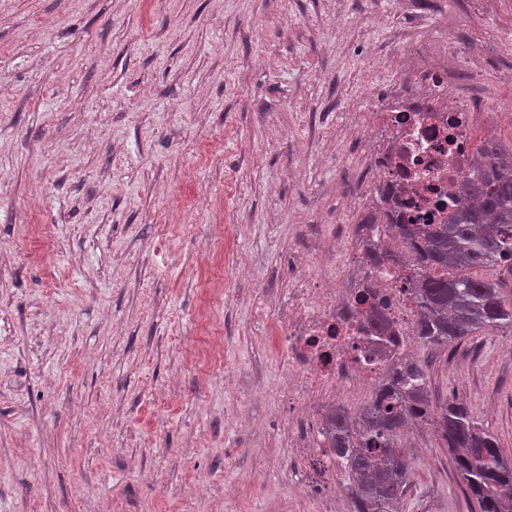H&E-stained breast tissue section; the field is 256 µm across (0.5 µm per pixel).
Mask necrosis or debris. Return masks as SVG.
I'll return each mask as SVG.
<instances>
[{"label":"necrosis or debris","mask_w":512,"mask_h":512,"mask_svg":"<svg viewBox=\"0 0 512 512\" xmlns=\"http://www.w3.org/2000/svg\"><path fill=\"white\" fill-rule=\"evenodd\" d=\"M411 84L408 90H390L361 128L368 147L361 179L364 192L356 204L370 220L358 228V248H347V227L335 224L334 255L326 266L288 260L299 275L289 290L282 390L302 437L294 463L315 487L325 473L335 471L336 456L313 406L357 388H377L382 375L380 362L364 355L350 324L349 295L335 284L349 277L368 250H401L394 225L420 214L447 219V211L434 209L437 194L447 189L449 180L474 175L477 137L494 117L468 99L453 98L447 68H418ZM405 273V265L392 261L373 271V298L397 325L393 341L402 348L414 339L415 318L414 305L404 292Z\"/></svg>","instance_id":"necrosis-or-debris-1"}]
</instances>
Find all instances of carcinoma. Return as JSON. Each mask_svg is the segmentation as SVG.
Returning <instances> with one entry per match:
<instances>
[{
  "label": "carcinoma",
  "instance_id": "1",
  "mask_svg": "<svg viewBox=\"0 0 512 512\" xmlns=\"http://www.w3.org/2000/svg\"><path fill=\"white\" fill-rule=\"evenodd\" d=\"M477 174L460 182L462 202L445 224L396 225L411 254L409 290L417 302L414 320L419 344L448 348L480 332L512 327V297L493 276L477 270L512 272V152L484 139L475 153ZM367 283L355 287L352 315L369 321V350L386 356L391 336L384 313L365 298ZM433 420L455 469L480 512H512V458L470 410L453 400H430L426 371L392 354L382 382L358 411L343 407L323 421L330 445L347 474L350 512H402L410 481L398 448L411 421Z\"/></svg>",
  "mask_w": 512,
  "mask_h": 512
}]
</instances>
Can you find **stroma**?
<instances>
[{"label":"stroma","instance_id":"obj_1","mask_svg":"<svg viewBox=\"0 0 512 512\" xmlns=\"http://www.w3.org/2000/svg\"><path fill=\"white\" fill-rule=\"evenodd\" d=\"M419 37L512 113V0H0V512H349L291 466L276 326ZM413 357L511 458L512 329ZM399 444L403 512H478Z\"/></svg>","mask_w":512,"mask_h":512}]
</instances>
